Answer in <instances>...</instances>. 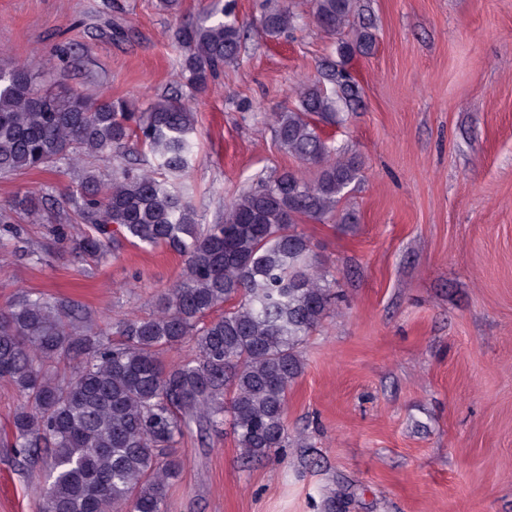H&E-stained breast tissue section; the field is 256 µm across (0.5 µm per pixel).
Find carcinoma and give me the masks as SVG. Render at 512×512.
<instances>
[{
  "label": "carcinoma",
  "mask_w": 512,
  "mask_h": 512,
  "mask_svg": "<svg viewBox=\"0 0 512 512\" xmlns=\"http://www.w3.org/2000/svg\"><path fill=\"white\" fill-rule=\"evenodd\" d=\"M360 8L359 0H314V23L339 36L338 60L299 84L294 108L268 114L280 147L313 177L287 170L241 190L221 224L198 223L184 177L196 160L194 101L242 47L231 10L211 9L176 28L189 95L144 109L124 97L43 90L35 63L0 66V178L67 160L81 177L67 197L73 214L61 209L58 221L86 225L76 248L98 258L124 240L185 257L151 314L118 320L117 342L93 329L89 313L45 294L25 293L0 309V380L24 398L12 447L49 465L41 512H164L184 464L177 442L192 429L219 427L226 413L244 460L287 447L300 346L338 298L298 225L325 222L361 179L362 161L341 155L319 127L358 97L347 65L375 43L369 27L355 24ZM260 28L279 39L296 29V16L280 6L261 16ZM142 151L155 168L137 163ZM105 154L115 162L107 178L94 168ZM18 213L44 220L41 200L24 193L0 210L3 232L14 238ZM186 343L192 358L159 360ZM63 357L73 362L67 382L54 373Z\"/></svg>",
  "instance_id": "obj_1"
}]
</instances>
